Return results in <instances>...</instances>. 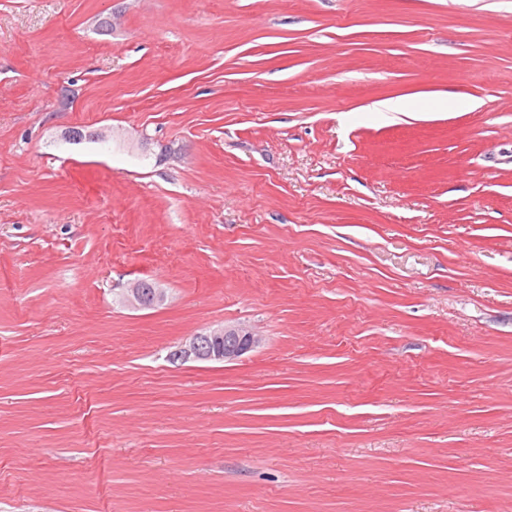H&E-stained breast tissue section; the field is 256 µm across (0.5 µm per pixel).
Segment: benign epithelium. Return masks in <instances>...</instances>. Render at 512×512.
<instances>
[{"mask_svg":"<svg viewBox=\"0 0 512 512\" xmlns=\"http://www.w3.org/2000/svg\"><path fill=\"white\" fill-rule=\"evenodd\" d=\"M165 300V291L156 283L151 284L149 295H144L141 281L131 283L125 289L122 302L139 309H150ZM261 342L260 335L244 324L208 327L193 336L190 341L175 349L181 361L231 362L252 351Z\"/></svg>","mask_w":512,"mask_h":512,"instance_id":"benign-epithelium-1","label":"benign epithelium"}]
</instances>
